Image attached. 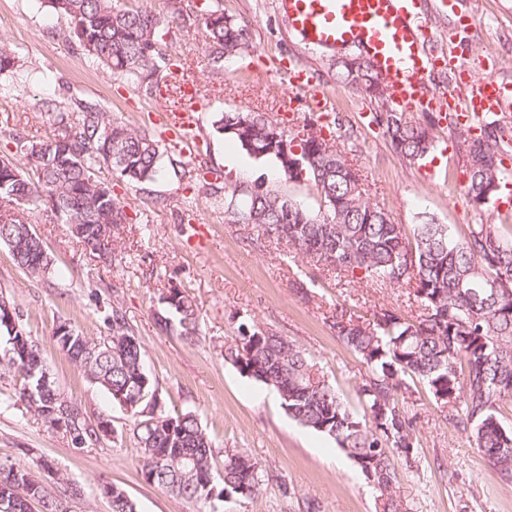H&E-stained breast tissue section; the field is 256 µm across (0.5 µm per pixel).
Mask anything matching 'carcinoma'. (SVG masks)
<instances>
[{"label":"carcinoma","mask_w":512,"mask_h":512,"mask_svg":"<svg viewBox=\"0 0 512 512\" xmlns=\"http://www.w3.org/2000/svg\"><path fill=\"white\" fill-rule=\"evenodd\" d=\"M70 21L71 35L84 55L126 77L134 88L152 95L159 88L162 58L159 30L177 25L181 14L165 15L141 7L119 8L114 0H44ZM212 73L221 75L224 58L248 49L246 30L224 16L221 3L202 17ZM336 75L346 86L385 102L382 73L366 55L336 59ZM19 57L0 36V78H13ZM59 133L34 140L10 133L15 156L0 157V200L35 210L49 204L64 224H75L84 250L114 260L109 247L114 231L128 223L125 206L112 187L96 175L106 166L130 184L154 180L168 150L162 140L117 121L101 105L73 97L44 99ZM77 115L70 125L68 113ZM408 121L403 113H372L402 160L417 164L434 148L432 126ZM212 131L236 142L255 160H271L288 181L312 183L325 207L314 213L263 185L224 186L218 202L234 224H252L266 238L283 240L299 256L340 274L392 288H410L420 304L416 319L382 308L370 319L340 312L332 322L337 340L354 352L367 372L358 385L359 407L343 400L317 368L311 354L254 320L239 324L224 343V361L252 380L274 389L288 417L332 439L360 469L381 500V512H400L394 494L395 458L409 469L416 459L415 421L399 402L411 398L409 381L423 382L437 407L449 413L476 450L502 478L512 479V426L503 415L512 400V226L473 224L464 239L451 237L448 225L425 222L411 231L393 223L371 203L356 169L317 128L306 122L288 129L265 112H213ZM458 147L467 157L465 196L486 208L503 178L500 148L488 126L473 134L460 126ZM27 161L25 171L17 157ZM26 217L0 215V243L17 266L32 274L50 272L43 241L29 235ZM154 318L162 329L197 333L200 313L194 297L167 281L157 298ZM6 322L0 308V334L7 351L0 371L23 379L17 400L27 413L63 431L76 447L98 441L81 405L46 377L39 344L26 331L19 311ZM108 334L90 339L71 324L55 327L53 339L92 385L102 389L137 418L134 437L142 456L141 475L152 486L198 505V512H224V504L260 493L259 465L240 450L224 451L223 472L215 475L211 438L192 411L170 414L159 383L148 371L143 347L124 315H105ZM248 346L251 354L241 355ZM26 466L0 464V512H26L36 501L41 512H66L59 491L65 479L41 484ZM112 512H137L136 502L112 485Z\"/></svg>","instance_id":"cac0c4a2"}]
</instances>
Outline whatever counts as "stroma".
Returning <instances> with one entry per match:
<instances>
[{"label": "stroma", "instance_id": "1", "mask_svg": "<svg viewBox=\"0 0 512 512\" xmlns=\"http://www.w3.org/2000/svg\"><path fill=\"white\" fill-rule=\"evenodd\" d=\"M141 3L160 13L176 4L187 20L186 27L164 36L162 49L167 59L185 63V78L201 90L204 120L197 151L171 152L157 179L145 184H129L102 170L101 179L138 218L119 229L123 261L105 263L90 255L68 226L45 210L33 221L53 261L51 273L23 270L0 244V294L19 307L61 391L90 419L109 420L115 434L93 447H75L62 431L15 405L21 377H0V463L50 461L61 477L83 490L67 500L68 512H111L100 493L106 483L121 486L139 512H196L192 503L144 482L134 418L91 385L53 339L62 322L94 339L106 335L104 316L116 306L143 345L146 366L169 411L194 412L216 452L244 451L267 473L258 496L227 503V512H379L373 488L352 461L328 437L289 420L266 386L225 363L224 343L235 336L242 318L254 319L310 352L352 403L366 367L337 341L331 328L336 313L368 318L395 308L411 318L419 313L413 294L344 277L309 263L284 243L259 238L253 226L230 223L223 208L190 186L188 173L203 162L207 181L220 177L244 187L262 182L310 211L319 210L320 196L311 183L280 178L273 162L249 158L234 142L212 133L208 122L211 113L224 109L266 112L277 119L308 117L302 100L284 101L286 89L275 65L288 60L313 72L333 109L353 126L355 137L338 146L358 169L367 198L385 208L394 223L431 219L449 225L461 239L469 225L493 218L464 195L467 159L456 146L458 133L444 121L436 127L437 176L427 179L418 166L397 156L381 128L371 123V113L380 109L377 101L340 83L335 52L312 53L289 39L288 22L276 12L274 0H117L121 8ZM218 3L245 25L249 40L241 55L225 59L220 76L212 74L204 52L202 24L203 14ZM425 11L433 31L442 35L454 14L474 16L473 26L459 33L469 54L486 57L497 77L512 80V0H453L449 7L442 0H425ZM0 35L9 38L28 75L17 89H0V155L9 151V131L41 140L53 136L54 122L38 103L63 95L97 101L119 121L160 133L154 116L162 100L139 94L123 77L81 54L68 20L42 0H0ZM161 271L195 298L199 336H172L156 326L151 310ZM411 388L404 408L416 418L417 466L398 469L394 491L401 512H512V482L502 480L471 446L423 383L412 381Z\"/></svg>", "mask_w": 512, "mask_h": 512}]
</instances>
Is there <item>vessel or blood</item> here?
Segmentation results:
<instances>
[{"instance_id": "vessel-or-blood-1", "label": "vessel or blood", "mask_w": 512, "mask_h": 512, "mask_svg": "<svg viewBox=\"0 0 512 512\" xmlns=\"http://www.w3.org/2000/svg\"><path fill=\"white\" fill-rule=\"evenodd\" d=\"M288 31L312 51L356 48L372 58L387 77L391 102L401 112H444L456 123L479 131L488 115L512 110V85L491 74L475 76L476 65L456 45L437 50L436 36L416 0H276ZM446 69L449 87L432 89L425 75ZM283 83L301 94L310 110L327 111L329 96L303 71L287 70ZM195 83L180 81L179 95L158 116L160 125L180 132L178 145L190 151L189 132L199 130Z\"/></svg>"}]
</instances>
